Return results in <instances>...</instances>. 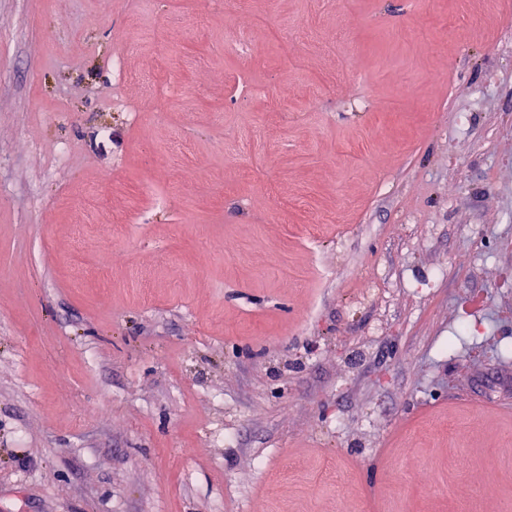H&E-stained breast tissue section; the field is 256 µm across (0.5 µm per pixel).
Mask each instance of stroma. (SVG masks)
I'll list each match as a JSON object with an SVG mask.
<instances>
[{
  "label": "stroma",
  "instance_id": "obj_1",
  "mask_svg": "<svg viewBox=\"0 0 512 512\" xmlns=\"http://www.w3.org/2000/svg\"><path fill=\"white\" fill-rule=\"evenodd\" d=\"M341 507L512 512V0H0V512Z\"/></svg>",
  "mask_w": 512,
  "mask_h": 512
}]
</instances>
